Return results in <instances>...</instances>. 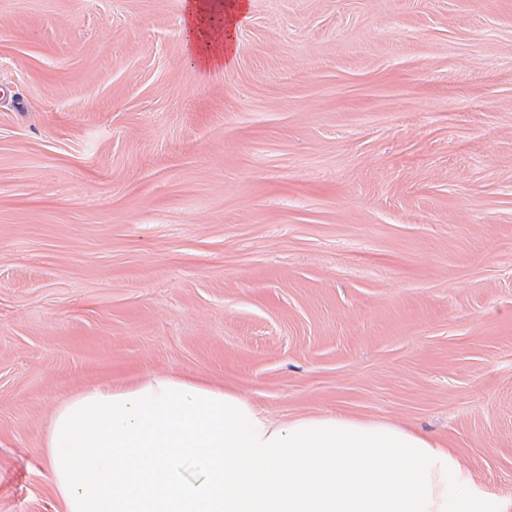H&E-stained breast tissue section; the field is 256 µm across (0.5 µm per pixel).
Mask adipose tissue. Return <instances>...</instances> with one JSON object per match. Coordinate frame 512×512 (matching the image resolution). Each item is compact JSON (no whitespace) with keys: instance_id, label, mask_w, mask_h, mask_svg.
Listing matches in <instances>:
<instances>
[{"instance_id":"adipose-tissue-1","label":"adipose tissue","mask_w":512,"mask_h":512,"mask_svg":"<svg viewBox=\"0 0 512 512\" xmlns=\"http://www.w3.org/2000/svg\"><path fill=\"white\" fill-rule=\"evenodd\" d=\"M244 0H184L190 62L231 67ZM63 512H505L428 435L344 412L273 420L230 389L150 375L59 407L46 439Z\"/></svg>"}]
</instances>
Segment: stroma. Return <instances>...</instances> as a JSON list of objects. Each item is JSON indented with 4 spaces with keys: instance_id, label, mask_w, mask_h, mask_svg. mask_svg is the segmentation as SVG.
I'll return each mask as SVG.
<instances>
[{
    "instance_id": "stroma-1",
    "label": "stroma",
    "mask_w": 512,
    "mask_h": 512,
    "mask_svg": "<svg viewBox=\"0 0 512 512\" xmlns=\"http://www.w3.org/2000/svg\"><path fill=\"white\" fill-rule=\"evenodd\" d=\"M0 0V512L51 416L201 377L429 435L512 502V0ZM245 8L241 0H184L179 25L189 61L216 69L231 67L236 55H230V39L246 19ZM215 10H219L217 17Z\"/></svg>"
}]
</instances>
